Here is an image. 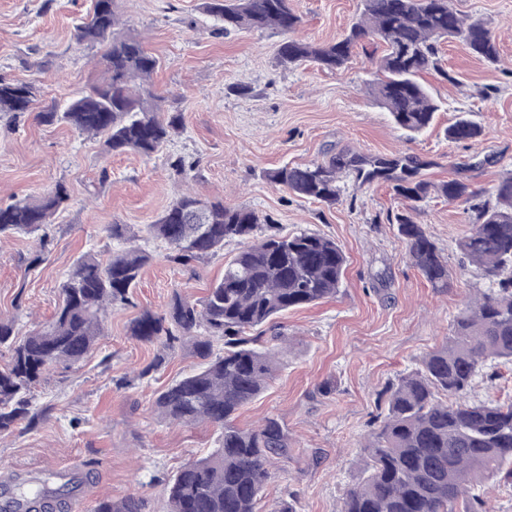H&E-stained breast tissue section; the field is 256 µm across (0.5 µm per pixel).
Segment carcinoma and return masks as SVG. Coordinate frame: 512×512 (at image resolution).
<instances>
[{
  "instance_id": "obj_1",
  "label": "carcinoma",
  "mask_w": 512,
  "mask_h": 512,
  "mask_svg": "<svg viewBox=\"0 0 512 512\" xmlns=\"http://www.w3.org/2000/svg\"><path fill=\"white\" fill-rule=\"evenodd\" d=\"M208 12L228 32L243 26L272 27L290 34L279 45L285 64L312 61L336 70L367 42L383 47L376 78L369 85L397 128L413 139L429 128L438 105L422 82L423 74L441 70L438 45L456 41L490 65L500 62L495 35L480 17L463 19L452 0H362V10L339 39L311 43L292 37L299 26L293 0H207ZM115 0H96L93 14L76 25L79 44L105 47L107 78L66 107L39 113L49 124L63 122L103 140L107 151L150 157L182 130L178 113H162L147 80L158 60L135 35L117 28ZM35 87L0 77V112L29 111ZM485 133L461 118L446 130L453 142H473ZM365 179L393 181L402 206L388 214L397 225L411 263L436 290L449 287L448 265L410 211L432 194L467 205L473 215L469 232L457 242L462 257L479 267L488 282L453 320L448 341L431 352L421 367L402 375L384 392L386 411L369 433L361 452L364 476L346 494L340 512H490L485 484L512 486V401H475L469 394L476 377L499 376L498 366L512 364V175L489 195L451 179L434 185L383 158L331 159L267 172V180L302 198L328 207L340 201L337 185L343 168L362 171ZM70 193L58 183L40 200L0 204V239L30 236L48 244V226L65 209ZM148 236L164 243L172 262L189 265L224 249L242 247L224 266V276L191 300L174 293L167 310L143 311L132 323L137 340L165 350L189 343L199 366L162 390L156 408L177 422L207 421L223 429L220 446L190 461L167 486L169 512H257L260 493L271 479L270 460L288 449L281 423L267 417L254 429L235 424L237 412L252 402L277 370L286 340L253 334L283 313L316 304L340 292L347 257L336 241L308 230L282 233L262 225L253 210L222 200L185 193L151 224ZM124 247L107 260L81 254L59 287L52 319L22 339L15 320L0 318V347L12 353L0 368V434L19 425L34 429L40 413L31 392L57 365L79 363L101 335L108 308L128 301L150 254L136 244L138 235L125 224L108 227ZM224 352H213V339ZM83 478L65 484L21 483L13 492V512H61ZM141 501L107 499L95 512H140Z\"/></svg>"
}]
</instances>
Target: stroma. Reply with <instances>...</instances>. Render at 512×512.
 Here are the masks:
<instances>
[{
    "instance_id": "obj_1",
    "label": "stroma",
    "mask_w": 512,
    "mask_h": 512,
    "mask_svg": "<svg viewBox=\"0 0 512 512\" xmlns=\"http://www.w3.org/2000/svg\"><path fill=\"white\" fill-rule=\"evenodd\" d=\"M204 2L116 0L121 29L159 60L150 82L161 110L183 118L182 132L145 158L107 153L102 140L39 118L105 77L103 46L73 38L94 0H0V75L38 89L26 114H0V202L33 200L59 183L70 192L47 251L26 236L0 240V317L15 318L22 337L47 322L74 260L118 248L108 225L140 231L152 256L129 304L113 306L89 355L52 368L35 388L33 406L44 414L37 428L0 435V493L16 477L44 478L72 465L84 483L64 512H94L100 500L129 496L141 500L142 512H167V479L219 446L218 427L173 423L154 406L159 391L197 368L191 347L165 352L130 334L142 310L165 312L173 293L202 298L238 250L230 242L182 266L169 261L165 244L143 235L185 192L253 209L285 233L304 228L334 239L348 259L336 297L260 328L266 337L287 336L288 351L269 387L235 422L250 428L276 418L289 444L273 459L261 512L286 503L296 512H338L359 476L369 423L384 406L380 392L440 348L465 302L487 286L456 247L472 224L464 204L434 196L411 214L448 263L450 286L437 291L386 220L399 206L391 182L343 173L342 200L329 208L270 184L266 173L360 154L407 161L428 181L455 178L492 189L512 174V0H453L461 14L488 23L501 61L490 65L442 42L441 72L424 77L440 109L434 125L412 140L369 94L381 48L356 49L336 71L285 65L278 58L284 34L222 33ZM294 5L301 17L295 36L313 43L340 37L361 11V0ZM462 117L484 126L485 137L448 141L446 128ZM178 157L185 173L171 166Z\"/></svg>"
}]
</instances>
